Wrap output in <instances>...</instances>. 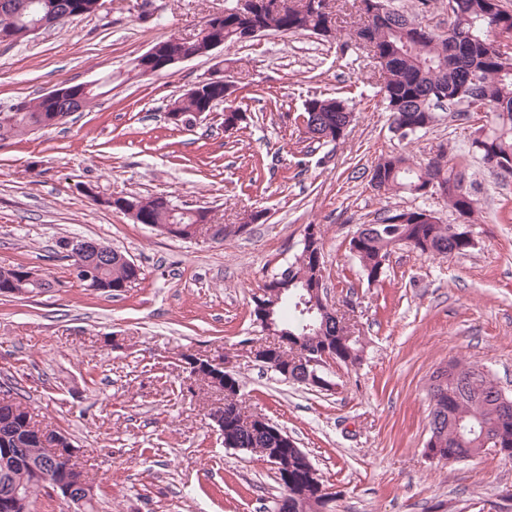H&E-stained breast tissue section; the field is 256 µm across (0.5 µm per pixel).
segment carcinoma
<instances>
[{
    "label": "carcinoma",
    "mask_w": 512,
    "mask_h": 512,
    "mask_svg": "<svg viewBox=\"0 0 512 512\" xmlns=\"http://www.w3.org/2000/svg\"><path fill=\"white\" fill-rule=\"evenodd\" d=\"M30 9L17 18L0 16V32L11 30L0 43L15 44L25 41L23 30L32 19H47V26L65 24L95 14L98 0H29ZM235 0H224V19L217 26L203 30L200 39L171 43L165 36L155 45L174 48L185 55L203 56L202 50L209 42L222 41L232 44L242 41L248 29H262L264 33L285 34L313 33L327 36L334 29L335 17L330 0H267L252 15L232 12ZM452 4V16L448 17V34L437 35L421 23L402 13L386 12L370 15L356 33L364 36L377 49V66L384 70V82L380 92L386 109L402 122H413L419 129H427L436 121L434 107L440 101L430 96L432 88L440 83L456 91L469 88L478 79L479 97L486 103V113L493 116L494 127L488 130L484 145L501 157H512V55H502L493 47L491 35L512 31V14L503 10L500 0H448ZM314 105V120L320 131H335L338 125H350L354 112L349 101L342 97H317L308 99ZM201 108V100L181 95L169 105L172 112L188 116ZM55 115L51 105L41 96L21 101L0 116V139L21 137L37 127L52 125ZM374 169L381 175L380 189L385 192L413 193V186L425 185L434 180L451 182L458 175L453 163L440 168L433 163L424 167L414 165L402 154L381 157ZM137 204L134 222L147 224L162 230L170 224L192 226L205 219L203 208L185 209L173 213L170 200L164 196H122ZM444 201L456 213L465 211L472 219L477 211V199L473 194L463 199L450 193ZM405 215L397 212L389 215L377 226L358 230L356 244L358 258L367 281L379 280L384 273L392 249L400 242H414L413 248L428 256L455 259L467 255L473 246L456 233L455 225L403 224L396 219ZM316 229L315 238L303 243L300 254L288 264L291 284L277 275L266 281L263 290L268 293L265 302L276 298L278 329H287L302 338L301 348L320 349L327 360L345 365L360 362L363 346L360 337L348 335L344 317L313 313L314 319L302 315L297 305L307 307L313 302L308 289L324 281V256L322 232L318 225L308 224L305 230ZM101 279L108 288L119 292L140 279L141 269L133 268L126 256L106 246L102 253ZM33 272L23 266L0 268V294H12L14 284ZM313 328L304 330V325ZM493 377L466 378L450 384L432 402L430 426L437 433L436 443L427 448L432 457L448 463L457 461L460 450L467 449L468 456L480 454L479 438L483 429L494 427L500 439L501 455L512 460V413L503 415L498 398L493 392ZM209 388L224 394L223 405L217 407L224 418V443L231 448H278L281 465L288 468V482L282 484L288 500V512H322L327 504L326 495L319 492L318 477L306 454L297 447L288 433L273 424L263 432L242 422L243 408L235 399L239 382L235 376L217 378L208 383ZM30 408L20 397L6 390L0 393V448H24L12 468L9 482L0 479V499L10 489L18 486L27 497L55 492L54 482L69 480L79 483L85 479L76 460L63 459V450L72 447L61 432L43 428L34 430L29 420ZM42 459L50 465L52 480L46 481L31 471L26 456Z\"/></svg>",
    "instance_id": "obj_1"
}]
</instances>
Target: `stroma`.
Wrapping results in <instances>:
<instances>
[{
    "label": "stroma",
    "mask_w": 512,
    "mask_h": 512,
    "mask_svg": "<svg viewBox=\"0 0 512 512\" xmlns=\"http://www.w3.org/2000/svg\"><path fill=\"white\" fill-rule=\"evenodd\" d=\"M337 0L336 36L280 33L238 42L153 77L132 59L172 33H196L224 0H103L95 15L17 44H0V110L55 86L111 75L112 89L62 125L0 140V267L55 280L51 292L0 296V384L19 389L43 427L67 435L94 487L98 512H274L275 471L225 447L209 413L222 393L202 386L186 354L225 357L247 409L284 429L309 457L331 512H498L512 461L486 451L446 464L426 452L433 372L451 361L484 368L512 396V175L468 147L473 119L439 109L430 128L402 140L379 95L382 78L353 31L361 13ZM448 29V0H391ZM237 85L246 126L225 130L216 109L194 127L168 105L216 65ZM352 99L345 138L307 146L292 117L312 96ZM447 149L478 201L477 242L454 260L393 250L368 283L349 241L362 224L403 209L457 223L443 199L378 192V159L428 163ZM164 195L242 224L217 243L170 237L97 204V197ZM254 211L262 219L243 224ZM322 232L331 304L348 312L360 363L329 362L325 391L294 384L255 361L267 341L252 296ZM89 239L122 250L141 278L115 296L85 287L60 244Z\"/></svg>",
    "instance_id": "1"
}]
</instances>
